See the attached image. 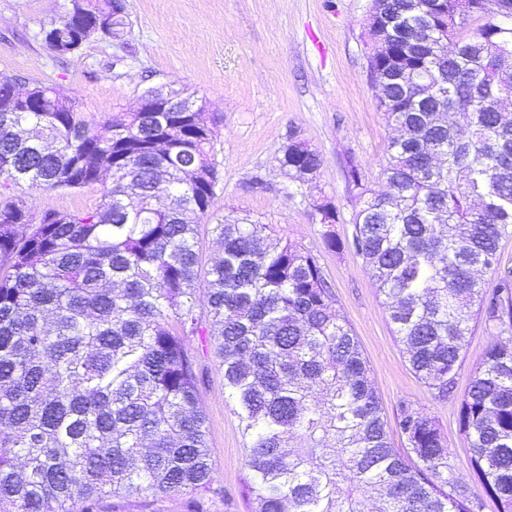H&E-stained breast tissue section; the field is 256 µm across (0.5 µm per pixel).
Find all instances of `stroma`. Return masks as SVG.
Segmentation results:
<instances>
[{"mask_svg":"<svg viewBox=\"0 0 512 512\" xmlns=\"http://www.w3.org/2000/svg\"><path fill=\"white\" fill-rule=\"evenodd\" d=\"M130 28L124 42L93 38L72 55L53 53L44 31L64 16L68 0H0V80L19 78L63 87L89 119L135 110L143 90L162 83L184 88L216 119L219 181L213 218L244 215L274 225L277 235L317 256L337 308L357 337L380 400L392 448L405 453L398 427L402 404L439 424L454 478L479 498L480 512H499L470 463L459 406L496 342L484 322H471L469 342L451 396L436 397L412 371L367 267L346 248H324L310 202L324 198L338 213L336 234L351 239L359 199L347 180L356 164L369 188L398 130L377 107L367 80L366 32L372 0H125ZM302 142L321 166L302 184L281 168L284 148ZM34 212L85 211L101 199L100 185L78 190L11 187ZM188 347L202 378L200 404L216 480L195 493L108 497L94 512H254L243 490L245 443L224 397L211 337Z\"/></svg>","mask_w":512,"mask_h":512,"instance_id":"obj_1","label":"stroma"}]
</instances>
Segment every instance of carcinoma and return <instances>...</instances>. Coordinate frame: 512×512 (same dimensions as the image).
Masks as SVG:
<instances>
[{"instance_id":"cac0c4a2","label":"carcinoma","mask_w":512,"mask_h":512,"mask_svg":"<svg viewBox=\"0 0 512 512\" xmlns=\"http://www.w3.org/2000/svg\"><path fill=\"white\" fill-rule=\"evenodd\" d=\"M45 32L58 55L94 36L119 39L123 0H70ZM387 52L368 56L400 80L378 107L401 132L374 193L351 168L361 206L330 251L363 258L415 375L448 397L477 316L491 345L459 422L471 464L512 512V26L484 21L483 0H393ZM25 111L0 95V512H93L108 496L193 493L214 476L187 338L207 322L246 441L256 512H479L448 475L436 421L401 405L413 459L391 447L357 337L318 258L247 217L211 227L222 253L200 286L199 227L218 183L215 117L180 89L186 112H126L101 127L80 102L35 84ZM467 121L462 135L439 121ZM288 172L319 156L291 142ZM110 183H103L104 176ZM101 183L99 205L37 215L6 193L23 184ZM494 278L487 290L479 274Z\"/></svg>"}]
</instances>
